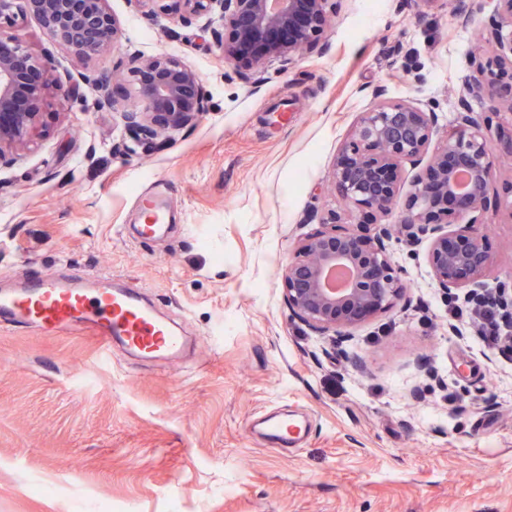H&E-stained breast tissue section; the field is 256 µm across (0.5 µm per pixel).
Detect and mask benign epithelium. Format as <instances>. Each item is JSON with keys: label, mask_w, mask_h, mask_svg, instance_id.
I'll list each match as a JSON object with an SVG mask.
<instances>
[{"label": "benign epithelium", "mask_w": 512, "mask_h": 512, "mask_svg": "<svg viewBox=\"0 0 512 512\" xmlns=\"http://www.w3.org/2000/svg\"><path fill=\"white\" fill-rule=\"evenodd\" d=\"M46 38L80 60L99 55L119 40V22L108 0H24ZM145 19L162 12L177 22L216 14L213 29L224 66L248 80L274 60L288 69L313 52L334 28L341 0H132ZM481 47L469 56L472 75L459 97L454 124L437 145L435 108L380 103L362 113L352 136L333 162L332 187L357 210L389 215L398 207L400 166L431 158L414 180L398 227L408 239L429 240L427 261L438 288L450 297L472 287L467 300L484 306L478 292L492 265L483 232L494 175L492 115L512 112V0H497L494 19L480 34ZM126 69L136 81L132 93L118 92L111 73L84 77L96 92L98 108L123 113L131 138L154 143L193 126L207 112L199 73L170 55L132 56ZM58 80L52 60L0 36V163L26 149L38 134L41 109ZM488 105L477 112L471 102ZM466 176V185L459 184ZM454 210L468 225L449 233L435 218ZM388 225L358 234L336 218L330 226L300 239L282 268L285 297L293 315L321 335L351 329L391 309L404 292L385 240ZM346 268L351 278L337 287L331 276ZM495 306L512 323V277L498 281Z\"/></svg>", "instance_id": "benign-epithelium-1"}]
</instances>
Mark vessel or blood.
Listing matches in <instances>:
<instances>
[{
    "mask_svg": "<svg viewBox=\"0 0 512 512\" xmlns=\"http://www.w3.org/2000/svg\"><path fill=\"white\" fill-rule=\"evenodd\" d=\"M162 186L140 198L142 235L152 238L167 222L160 197ZM34 326L54 335L73 327L88 329L101 344L103 356H110L113 341L151 359L173 360L185 341L170 324L146 306L139 295L125 289L100 286L98 277L83 283H70L47 277L24 282L15 289L0 290V323ZM266 437L276 446H300L308 434L302 422L280 421L267 416L262 420Z\"/></svg>",
    "mask_w": 512,
    "mask_h": 512,
    "instance_id": "b4317fda",
    "label": "vessel or blood"
}]
</instances>
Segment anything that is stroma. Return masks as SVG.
Instances as JSON below:
<instances>
[{
	"instance_id": "1",
	"label": "stroma",
	"mask_w": 512,
	"mask_h": 512,
	"mask_svg": "<svg viewBox=\"0 0 512 512\" xmlns=\"http://www.w3.org/2000/svg\"><path fill=\"white\" fill-rule=\"evenodd\" d=\"M496 0H342L319 52L245 81L226 71L217 16L147 20L109 0L123 29L77 60L23 0L0 35L53 60L62 85L29 149L0 165V287L91 273L137 288L195 351L178 366L100 360L82 332L0 325V512H512V352L483 347L450 312L427 243H387L406 292L340 345L294 317L281 269L340 218L372 222L329 191L332 163L376 101L456 116ZM177 56L208 110L168 143L137 146L82 75H125L128 55ZM168 186V224L137 231L136 199ZM485 290L512 274V157H498ZM305 421L277 450L260 416Z\"/></svg>"
}]
</instances>
